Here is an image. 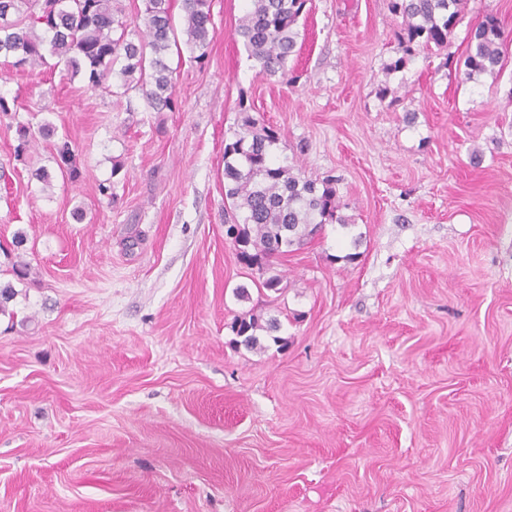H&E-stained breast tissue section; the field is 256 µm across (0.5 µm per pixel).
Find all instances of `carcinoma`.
I'll return each instance as SVG.
<instances>
[{
  "mask_svg": "<svg viewBox=\"0 0 512 512\" xmlns=\"http://www.w3.org/2000/svg\"><path fill=\"white\" fill-rule=\"evenodd\" d=\"M184 13L185 44L203 60L211 43L212 0H181ZM139 18L145 35L127 38V19L118 0H0V57L12 60L15 68L31 70L46 63L44 46L63 62L72 75L83 74L94 88L105 85L113 73L125 89H137L147 108L160 112L174 104L175 82L167 59L177 45L171 14V0H142ZM306 0H247L239 18L237 33L248 57L267 76L286 73L288 58L295 53L297 24ZM463 0H389L388 8L402 18L406 38L402 56L390 67L403 69L415 48L442 49L460 18ZM40 27L44 35L34 28ZM504 32L498 19L488 14L475 30L464 53L461 81L480 77L496 80L502 71ZM49 137L53 127L45 123L38 131L30 124L17 127L18 154L30 149L35 134ZM280 134L272 126L259 123L248 113L240 117L234 138L224 145V196L231 201L237 234L233 245L238 262L257 267L253 283L276 291L281 277L273 273L272 261L299 249L320 235L327 224L351 227L342 214L338 179L326 176L311 179L298 168L279 163L273 148ZM58 168L76 177L74 154L68 141L56 146ZM281 323L244 313L233 322L239 344L247 350L260 345L259 333L274 343Z\"/></svg>",
  "mask_w": 512,
  "mask_h": 512,
  "instance_id": "obj_1",
  "label": "carcinoma"
}]
</instances>
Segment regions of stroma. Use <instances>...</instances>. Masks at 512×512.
Segmentation results:
<instances>
[{"mask_svg": "<svg viewBox=\"0 0 512 512\" xmlns=\"http://www.w3.org/2000/svg\"><path fill=\"white\" fill-rule=\"evenodd\" d=\"M244 8L213 0L203 61L170 53V110L0 61V245L24 234L29 265L17 280L0 254L17 292L0 512H512V0H467L447 48L396 73L388 0H307L272 77L237 33ZM489 13L501 76L461 82L446 60ZM244 112L306 176L339 177L353 225L240 300L224 144ZM21 122L54 128L22 160ZM248 311L277 317L287 348L234 347Z\"/></svg>", "mask_w": 512, "mask_h": 512, "instance_id": "stroma-1", "label": "stroma"}]
</instances>
